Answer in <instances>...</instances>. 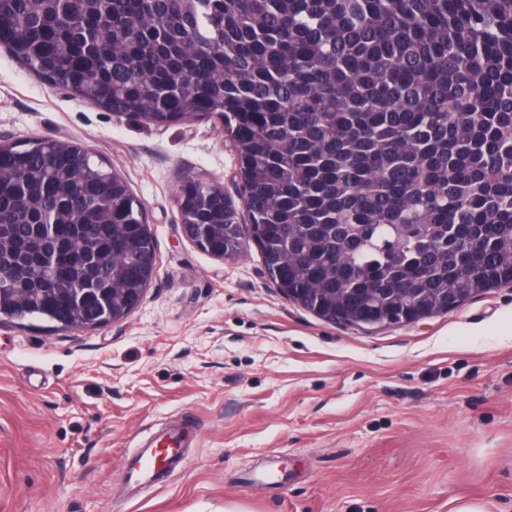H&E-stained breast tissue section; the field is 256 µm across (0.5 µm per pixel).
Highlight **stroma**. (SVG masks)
Here are the masks:
<instances>
[{"label":"stroma","instance_id":"obj_1","mask_svg":"<svg viewBox=\"0 0 512 512\" xmlns=\"http://www.w3.org/2000/svg\"><path fill=\"white\" fill-rule=\"evenodd\" d=\"M76 142L142 202L156 274L122 322L0 326V512H512V285L382 329L285 300L256 246L185 239L184 176L236 197L219 119L156 125L49 89L0 47V141ZM192 423L184 465L125 458ZM185 428H177L166 434L165 447L137 448L126 463V483L133 489L163 481L178 469L184 460L183 444Z\"/></svg>","mask_w":512,"mask_h":512}]
</instances>
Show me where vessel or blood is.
<instances>
[{
  "label": "vessel or blood",
  "mask_w": 512,
  "mask_h": 512,
  "mask_svg": "<svg viewBox=\"0 0 512 512\" xmlns=\"http://www.w3.org/2000/svg\"><path fill=\"white\" fill-rule=\"evenodd\" d=\"M183 429L168 431L162 447L139 448L129 455L126 463V481L132 487L162 482L178 469L183 461Z\"/></svg>",
  "instance_id": "1"
}]
</instances>
